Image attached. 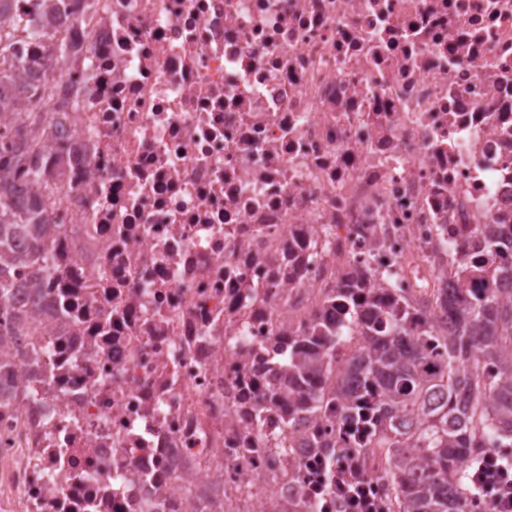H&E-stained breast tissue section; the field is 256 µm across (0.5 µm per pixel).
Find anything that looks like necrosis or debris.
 Segmentation results:
<instances>
[{"instance_id": "obj_1", "label": "necrosis or debris", "mask_w": 512, "mask_h": 512, "mask_svg": "<svg viewBox=\"0 0 512 512\" xmlns=\"http://www.w3.org/2000/svg\"><path fill=\"white\" fill-rule=\"evenodd\" d=\"M51 276L0 370V512H333L245 382L368 269L512 265V0H69Z\"/></svg>"}]
</instances>
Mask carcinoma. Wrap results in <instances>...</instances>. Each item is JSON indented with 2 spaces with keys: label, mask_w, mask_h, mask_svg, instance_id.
<instances>
[{
  "label": "carcinoma",
  "mask_w": 512,
  "mask_h": 512,
  "mask_svg": "<svg viewBox=\"0 0 512 512\" xmlns=\"http://www.w3.org/2000/svg\"><path fill=\"white\" fill-rule=\"evenodd\" d=\"M0 0V114L24 107L21 120L0 127V178L28 175L41 191L26 202L14 200L0 183V306L14 287L13 271L32 268L50 274L46 239L52 184L28 167L23 142L42 146L44 107L54 93L51 81L18 83L35 63L15 50L29 32L30 19L7 11ZM26 242L15 256L9 240ZM456 285L436 297L442 320L393 287L370 288L372 271L334 289L329 301L346 312V323L319 315L308 331L275 343L274 382L251 381L255 420L266 406L283 409L285 425L317 419L337 411L334 440L313 439L327 467L328 487L336 485V457L350 448L364 460L384 463L378 476L386 512H467L468 495L462 457L480 448H512V294L502 296L483 261L462 254L449 262ZM355 328L363 339L359 359L336 365L344 330Z\"/></svg>",
  "instance_id": "obj_1"
}]
</instances>
